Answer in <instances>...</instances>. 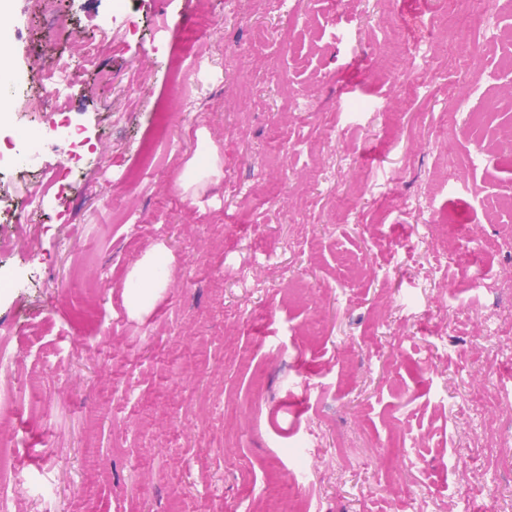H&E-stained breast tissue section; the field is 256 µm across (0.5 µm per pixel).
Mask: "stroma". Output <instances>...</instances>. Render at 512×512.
<instances>
[{"label": "stroma", "instance_id": "obj_1", "mask_svg": "<svg viewBox=\"0 0 512 512\" xmlns=\"http://www.w3.org/2000/svg\"><path fill=\"white\" fill-rule=\"evenodd\" d=\"M223 3L56 0L72 29L48 38L34 0H12L0 28V69L21 90L58 51L79 56L81 38L113 26L70 102L88 152L66 192L0 172L11 192L0 209L44 198L23 228L30 247L0 253V323L17 357L0 391L21 410L0 421L16 450L11 510L262 512L274 473L306 512H392L396 437L423 512H474L456 405L492 388L494 417L512 424V361L488 383L456 360L481 362V318L512 294L457 296L453 271L432 291L434 239L417 228L462 207L486 241L502 236L482 202L512 198V165L477 153L464 130L490 97L489 130L512 125L501 64L512 43L472 45L465 0H238V23L197 57L184 33ZM259 29L292 44L245 54ZM177 61L196 71L198 99L171 103L175 146L130 180ZM64 224L85 225V240L64 239ZM151 261L162 278L145 290L133 270ZM279 266L313 299L295 301ZM460 305L458 331L424 317ZM313 429L325 457L307 453Z\"/></svg>", "mask_w": 512, "mask_h": 512}]
</instances>
